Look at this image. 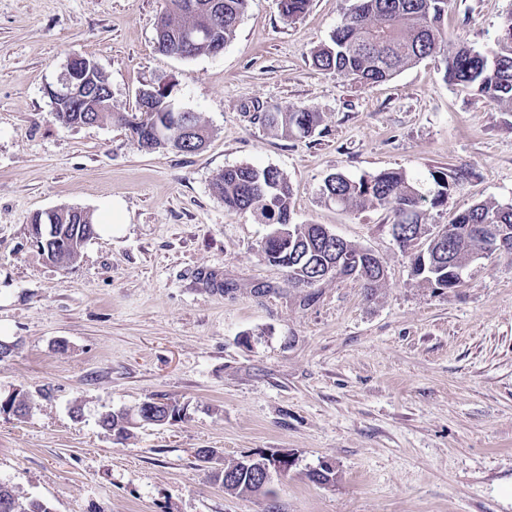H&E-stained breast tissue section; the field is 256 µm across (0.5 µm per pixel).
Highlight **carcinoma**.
Instances as JSON below:
<instances>
[{
	"label": "carcinoma",
	"instance_id": "1",
	"mask_svg": "<svg viewBox=\"0 0 512 512\" xmlns=\"http://www.w3.org/2000/svg\"><path fill=\"white\" fill-rule=\"evenodd\" d=\"M311 0H279L281 15L295 19L304 14ZM449 0H356L344 13L341 24L330 41L313 52L316 67L334 71L354 82L370 85L393 77L402 69L420 60L443 57L444 79L452 85L474 87L506 110L512 111V13L503 22L495 47L482 52L465 45L446 48L442 24ZM248 0H164L159 25L164 35L157 38L159 51L174 57L191 58L210 53L211 42L219 39L229 43L235 36ZM151 110L136 113L96 112L94 101L86 104L87 111L78 112L65 103L55 108L57 118L72 126L84 117L97 122L112 120L130 130L137 147L146 128L163 127L173 141L156 144L158 149L193 153L205 143L207 136L180 134L176 122L178 113L169 108L170 91L151 86ZM258 120L266 128L285 136L307 137L322 122L321 113L308 107H263ZM431 186L425 187L419 177L402 171H382L357 179L342 173L325 178L320 188L321 199L343 209L382 207L393 215L392 228L408 234L400 248L407 249L415 236L424 235V252L411 259V276L419 283L435 289L460 288L465 284L458 271L467 269L476 252L487 250L497 242L501 230L512 234V206H502L494 200L481 201L460 212L446 225L440 238L427 234V211L443 204L448 191L460 177L448 181L444 171L430 173ZM213 192L224 201L229 211H249L258 223L270 230L292 225L293 190L287 176L278 168L255 167L248 164L227 167L212 182ZM32 233L42 234L41 252L45 258L62 266L74 262L80 255L68 245L74 236L92 239L96 227L87 211L76 213L71 208H59L52 223L43 215L32 217ZM261 257L288 271V282L295 288L313 286L312 277L319 267H327L341 259L363 257L366 249L342 238L325 240L319 224L293 225L291 234L279 240L271 238L260 245ZM334 277H349L362 281L367 293L375 291L385 280L379 271L365 265L339 266ZM32 399L15 393L0 407L14 415L26 416ZM137 419L123 412H108L101 416L99 426L123 439ZM213 478L224 483V490L237 495L262 493L275 496L271 484L260 487L255 476L238 468L230 483L219 473ZM0 512H53L51 506L34 501L15 487L0 482Z\"/></svg>",
	"mask_w": 512,
	"mask_h": 512
}]
</instances>
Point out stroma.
<instances>
[{
  "mask_svg": "<svg viewBox=\"0 0 512 512\" xmlns=\"http://www.w3.org/2000/svg\"><path fill=\"white\" fill-rule=\"evenodd\" d=\"M354 0H311L285 21L249 0L217 55L158 52L163 0H0V482L55 512H512V256H481L453 290L420 286L385 209L322 203L325 178L399 170L465 178L428 221L473 204L512 205V112L448 84L427 57L361 86L314 67ZM512 0H451L449 45L492 49ZM94 61L112 109L168 83L175 109L211 130L192 154L139 150L124 127L68 126L46 85L73 54ZM303 106L323 122L284 137L256 104ZM241 164L281 170L292 221L323 224L369 249L386 278L373 298L333 278L292 288L259 254L268 233L230 212L211 184ZM121 201L127 222L61 267L33 244L35 213H95ZM231 283L224 293L213 282ZM155 399L179 416L123 440L101 413ZM295 465L275 498L224 491L212 472L255 453ZM334 466V482L309 474Z\"/></svg>",
  "mask_w": 512,
  "mask_h": 512,
  "instance_id": "35a3bbf8",
  "label": "stroma"
}]
</instances>
